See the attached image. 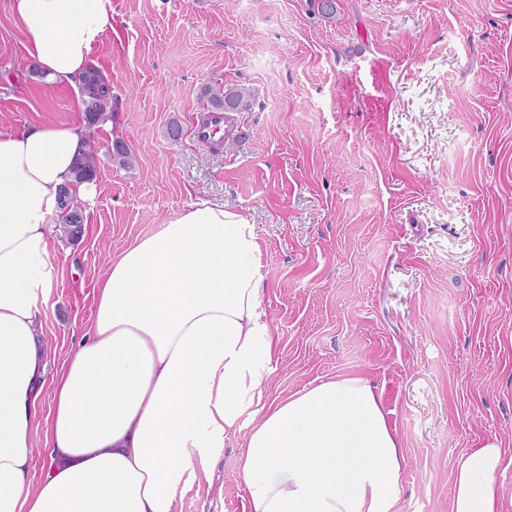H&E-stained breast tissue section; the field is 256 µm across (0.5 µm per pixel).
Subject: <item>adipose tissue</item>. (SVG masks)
<instances>
[{"label": "adipose tissue", "instance_id": "1", "mask_svg": "<svg viewBox=\"0 0 512 512\" xmlns=\"http://www.w3.org/2000/svg\"><path fill=\"white\" fill-rule=\"evenodd\" d=\"M11 12L51 82L76 80L112 24V0H11ZM86 136L77 121L0 131V512H177L271 370L260 239L223 203L179 211L113 258L88 336L48 373L36 339L56 280L48 226L62 188L92 193L72 174ZM41 432L49 464L34 482ZM502 459L496 439L457 459L450 512H503ZM403 464L380 397L348 375L274 399L238 474L252 512H397Z\"/></svg>", "mask_w": 512, "mask_h": 512}]
</instances>
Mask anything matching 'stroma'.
Wrapping results in <instances>:
<instances>
[{
	"mask_svg": "<svg viewBox=\"0 0 512 512\" xmlns=\"http://www.w3.org/2000/svg\"><path fill=\"white\" fill-rule=\"evenodd\" d=\"M321 3L112 0L93 65L117 105L93 130L87 224L77 243L48 229V368L88 334L114 255L220 201L257 226L277 339L250 411L361 376L405 451L399 512H449L457 458L492 438L512 512V0H333L330 18ZM217 83L255 95L230 150L190 133ZM79 94L29 73L0 0V130L72 121ZM119 139L130 166L109 153ZM245 439L226 441L181 512H251Z\"/></svg>",
	"mask_w": 512,
	"mask_h": 512,
	"instance_id": "stroma-1",
	"label": "stroma"
}]
</instances>
